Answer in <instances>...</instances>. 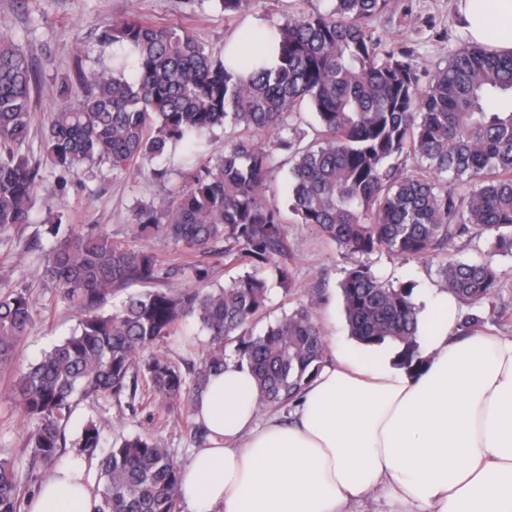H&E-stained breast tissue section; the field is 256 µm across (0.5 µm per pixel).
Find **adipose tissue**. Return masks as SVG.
<instances>
[{
  "label": "adipose tissue",
  "mask_w": 512,
  "mask_h": 512,
  "mask_svg": "<svg viewBox=\"0 0 512 512\" xmlns=\"http://www.w3.org/2000/svg\"><path fill=\"white\" fill-rule=\"evenodd\" d=\"M466 39L512 54V0H456ZM423 363L351 343L288 422L260 418L247 367L227 361L194 403L208 431L183 465L188 512H512V336H461L445 293L419 313ZM88 465L57 466L29 512H93Z\"/></svg>",
  "instance_id": "1"
}]
</instances>
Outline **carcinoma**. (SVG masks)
Listing matches in <instances>:
<instances>
[{
    "label": "carcinoma",
    "mask_w": 512,
    "mask_h": 512,
    "mask_svg": "<svg viewBox=\"0 0 512 512\" xmlns=\"http://www.w3.org/2000/svg\"><path fill=\"white\" fill-rule=\"evenodd\" d=\"M327 11L300 10L265 32L277 63L253 62L248 76L216 57L178 24L128 18L103 31L112 70L62 82L81 90L51 113L46 161L90 178L106 165L135 177L163 179L181 151L189 182L159 204L133 212V246L82 224L62 227L48 212L51 244L40 277L72 302L81 318L72 334L30 364L14 384V411L34 422L25 447L54 466L68 459L65 432L84 400L138 402L181 417L198 444L206 432L192 402L224 369L225 347L248 366L262 406L284 410L323 367L326 345L302 303L255 335L270 297L264 270L275 268L286 291L296 287L284 256V225L306 224L325 241L368 255L381 251L427 259L463 235L489 236L512 254V55L468 47L420 86L421 64L408 47L387 44L371 22L394 0H331ZM39 73L18 41L0 37V230L34 223L41 161L24 153L34 121ZM315 120L303 144L304 114ZM224 128V149L203 153V136ZM290 154L288 208L266 194L274 152ZM423 166L403 172L401 158ZM148 240L183 248L198 286L128 293L112 311L105 297L134 283L154 284L169 264ZM224 246L246 268L222 286L209 283L202 258ZM444 288L474 309L504 286L487 262L450 258ZM350 336L365 344L393 340L412 366L419 307L413 288L383 283L366 264L340 284ZM37 308L25 289L0 276V366L10 363ZM207 336L199 365L182 368L155 352L178 337ZM74 456L98 458L95 512H181V469L158 434L130 433L112 443L92 420L72 441ZM25 485L0 459V512H22Z\"/></svg>",
    "instance_id": "obj_1"
}]
</instances>
